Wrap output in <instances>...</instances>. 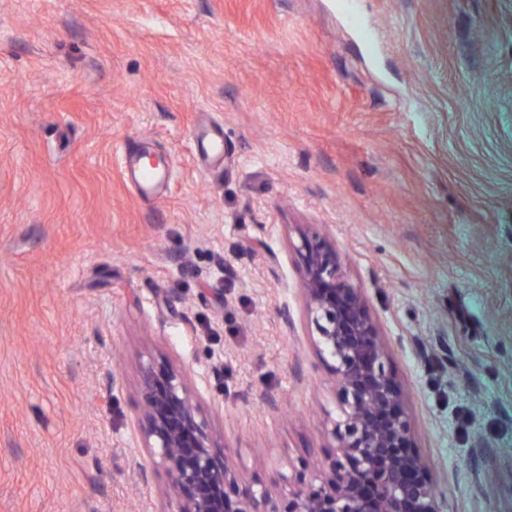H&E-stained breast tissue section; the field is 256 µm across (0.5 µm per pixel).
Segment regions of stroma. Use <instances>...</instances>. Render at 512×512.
Returning <instances> with one entry per match:
<instances>
[{"label": "stroma", "mask_w": 512, "mask_h": 512, "mask_svg": "<svg viewBox=\"0 0 512 512\" xmlns=\"http://www.w3.org/2000/svg\"><path fill=\"white\" fill-rule=\"evenodd\" d=\"M126 150L166 160L155 199ZM301 224L447 512H512V0H0V512H167L149 363L242 481L284 496L332 454ZM195 135L197 142L201 144V156L224 157V133L220 127L212 125L198 129Z\"/></svg>", "instance_id": "1"}]
</instances>
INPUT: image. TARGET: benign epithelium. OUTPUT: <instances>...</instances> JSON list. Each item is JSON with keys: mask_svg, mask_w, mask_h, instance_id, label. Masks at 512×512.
<instances>
[{"mask_svg": "<svg viewBox=\"0 0 512 512\" xmlns=\"http://www.w3.org/2000/svg\"><path fill=\"white\" fill-rule=\"evenodd\" d=\"M293 251L315 345L339 387L335 452L321 465L304 464L312 477L298 474L286 498L256 489L217 452L182 372L159 375L148 364L140 378L142 439L169 473L174 512H446L444 488L415 450L403 392L363 293L325 237L301 230Z\"/></svg>", "mask_w": 512, "mask_h": 512, "instance_id": "benign-epithelium-1", "label": "benign epithelium"}]
</instances>
